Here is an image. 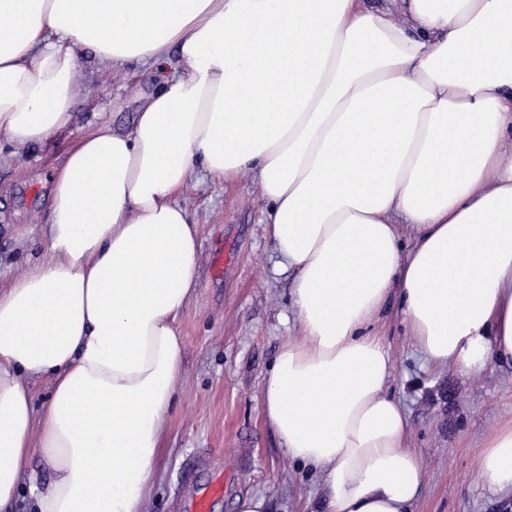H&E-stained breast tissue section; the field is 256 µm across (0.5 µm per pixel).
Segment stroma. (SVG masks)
<instances>
[{
    "label": "stroma",
    "mask_w": 512,
    "mask_h": 512,
    "mask_svg": "<svg viewBox=\"0 0 512 512\" xmlns=\"http://www.w3.org/2000/svg\"><path fill=\"white\" fill-rule=\"evenodd\" d=\"M71 126L48 144L0 161V285L41 255L47 239L51 176L81 135L101 126L132 127L144 99L168 74L164 64L103 69L78 61ZM199 226L201 268L180 324L185 345L176 401L157 459L147 512H187V471L199 485L225 478L210 512H236L237 497L262 495L272 512H313L319 474L291 461L262 416V384L284 338L296 329L290 273L265 231L268 208L252 179L222 183L198 176L180 198ZM232 262L213 272L220 250ZM375 328L393 358L388 390L403 405L409 440L424 468L414 512H512V495L488 493L478 459L488 437L512 420V369L471 377L424 360L390 297Z\"/></svg>",
    "instance_id": "stroma-1"
}]
</instances>
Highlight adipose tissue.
Here are the masks:
<instances>
[{"label":"adipose tissue","mask_w":512,"mask_h":512,"mask_svg":"<svg viewBox=\"0 0 512 512\" xmlns=\"http://www.w3.org/2000/svg\"><path fill=\"white\" fill-rule=\"evenodd\" d=\"M87 50L174 69L130 130L66 151L44 256L0 289V512L23 488L34 512H145L200 266L178 197L200 170L254 177L294 274L265 422L320 472L323 512H412L421 459L374 325L395 295L432 366L512 364V0H0V136L71 125ZM480 468L512 494V423Z\"/></svg>","instance_id":"1"}]
</instances>
